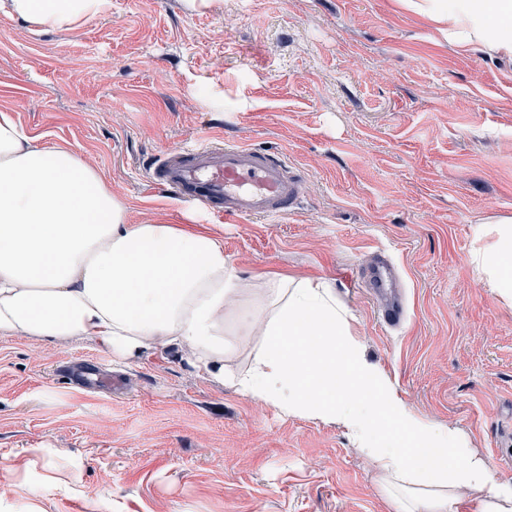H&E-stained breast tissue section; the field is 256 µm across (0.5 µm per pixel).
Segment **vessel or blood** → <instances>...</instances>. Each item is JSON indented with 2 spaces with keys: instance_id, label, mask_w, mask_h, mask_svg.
<instances>
[{
  "instance_id": "b4317fda",
  "label": "vessel or blood",
  "mask_w": 512,
  "mask_h": 512,
  "mask_svg": "<svg viewBox=\"0 0 512 512\" xmlns=\"http://www.w3.org/2000/svg\"><path fill=\"white\" fill-rule=\"evenodd\" d=\"M148 180L228 223L291 213L305 193L303 178L283 156L216 142L208 136L194 149L160 154L149 169ZM366 282L386 327L402 325L405 305L394 266L386 256L369 266Z\"/></svg>"
}]
</instances>
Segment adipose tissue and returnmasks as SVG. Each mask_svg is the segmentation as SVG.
<instances>
[{
  "mask_svg": "<svg viewBox=\"0 0 512 512\" xmlns=\"http://www.w3.org/2000/svg\"><path fill=\"white\" fill-rule=\"evenodd\" d=\"M467 53L512 60V0H396ZM111 0H0L37 30L72 31ZM472 261L512 303V216L484 219ZM254 336L250 369L227 365L229 329ZM0 335L90 339L137 361L177 351L197 376L257 404L338 424L373 463L392 512H512V482L451 427L421 419L364 356L355 319L320 278L250 287L206 224L128 223L75 151L0 110Z\"/></svg>",
  "mask_w": 512,
  "mask_h": 512,
  "instance_id": "ef3b65f1",
  "label": "adipose tissue"
}]
</instances>
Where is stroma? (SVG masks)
<instances>
[{
	"label": "stroma",
	"mask_w": 512,
	"mask_h": 512,
	"mask_svg": "<svg viewBox=\"0 0 512 512\" xmlns=\"http://www.w3.org/2000/svg\"><path fill=\"white\" fill-rule=\"evenodd\" d=\"M76 151L127 221L207 224L245 279L321 278L367 358L425 421L512 482V306L474 265L512 216V63L458 53L392 0H112L78 31L0 14V109ZM282 154L300 208L227 224L161 188L162 152L207 132ZM392 256L407 319L361 272ZM119 376L97 390L73 377ZM0 512H390L345 431L200 379L175 353L0 335Z\"/></svg>",
	"instance_id": "35a3bbf8"
}]
</instances>
